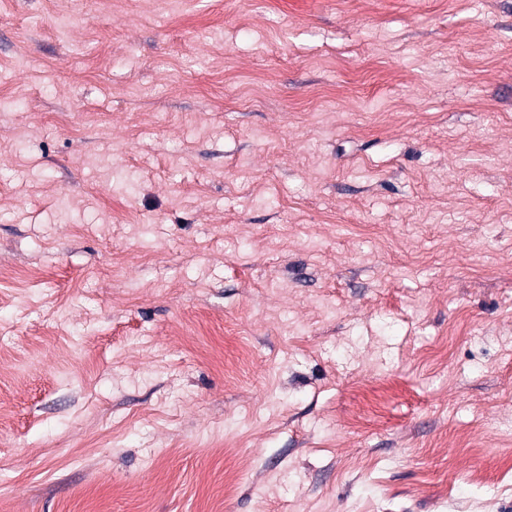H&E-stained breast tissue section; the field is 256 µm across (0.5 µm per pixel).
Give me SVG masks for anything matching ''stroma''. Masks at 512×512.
<instances>
[{
  "mask_svg": "<svg viewBox=\"0 0 512 512\" xmlns=\"http://www.w3.org/2000/svg\"><path fill=\"white\" fill-rule=\"evenodd\" d=\"M0 512H512V0H0Z\"/></svg>",
  "mask_w": 512,
  "mask_h": 512,
  "instance_id": "1",
  "label": "stroma"
}]
</instances>
